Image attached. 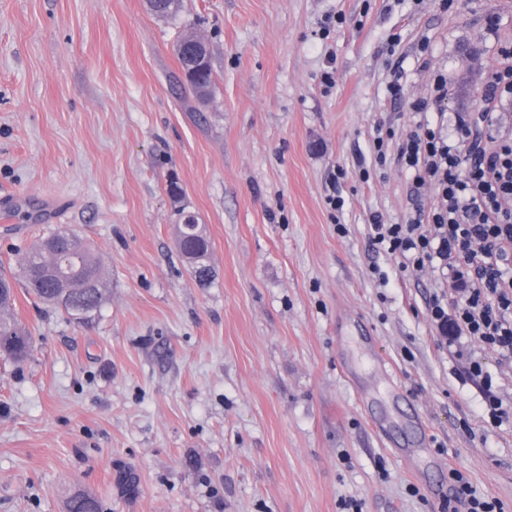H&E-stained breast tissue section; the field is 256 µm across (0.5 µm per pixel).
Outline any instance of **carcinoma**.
I'll return each mask as SVG.
<instances>
[{"instance_id":"obj_1","label":"carcinoma","mask_w":512,"mask_h":512,"mask_svg":"<svg viewBox=\"0 0 512 512\" xmlns=\"http://www.w3.org/2000/svg\"><path fill=\"white\" fill-rule=\"evenodd\" d=\"M189 91L203 98L214 84L211 58L205 54L176 52ZM179 247L198 280L210 277L204 264L209 254L207 237L198 221L185 222L184 210H177ZM21 287L39 301L71 316L98 310L105 300L106 282L92 248L78 235L58 231L26 253L17 271L0 266V353L7 358H24L31 345V334L11 312L15 289ZM65 512H101L98 499L88 493L72 494Z\"/></svg>"}]
</instances>
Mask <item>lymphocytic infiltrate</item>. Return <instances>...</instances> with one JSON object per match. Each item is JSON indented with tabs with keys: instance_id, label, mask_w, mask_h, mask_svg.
<instances>
[{
	"instance_id": "obj_1",
	"label": "lymphocytic infiltrate",
	"mask_w": 512,
	"mask_h": 512,
	"mask_svg": "<svg viewBox=\"0 0 512 512\" xmlns=\"http://www.w3.org/2000/svg\"><path fill=\"white\" fill-rule=\"evenodd\" d=\"M447 96L448 76L437 73L412 104L414 129L374 137L379 161L406 169L414 190L434 194L405 223L371 217V235L402 270L434 274L427 315L446 341L474 339L512 362V140L483 145L462 121L449 138L437 110Z\"/></svg>"
}]
</instances>
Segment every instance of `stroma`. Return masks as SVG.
<instances>
[{
  "instance_id": "stroma-1",
  "label": "stroma",
  "mask_w": 512,
  "mask_h": 512,
  "mask_svg": "<svg viewBox=\"0 0 512 512\" xmlns=\"http://www.w3.org/2000/svg\"><path fill=\"white\" fill-rule=\"evenodd\" d=\"M190 31L204 99L178 85ZM506 46L512 0H183L174 21L146 0H0V264L67 229L107 283L81 320L17 294L32 345L0 358V512H63L77 490L102 512H440L455 470L512 512V417L490 423L466 375L481 359L512 401V363L442 349L432 274L401 272L368 228L413 206L375 127L409 131L440 70L449 120L477 115ZM172 178L211 243L206 286ZM357 320L405 401L361 335L337 336ZM179 247L187 263L194 269V275H198L199 281L208 280L210 268L204 264L209 254L210 244L203 232L199 231L197 217L193 214L192 223H184L186 213L184 209H177Z\"/></svg>"
}]
</instances>
